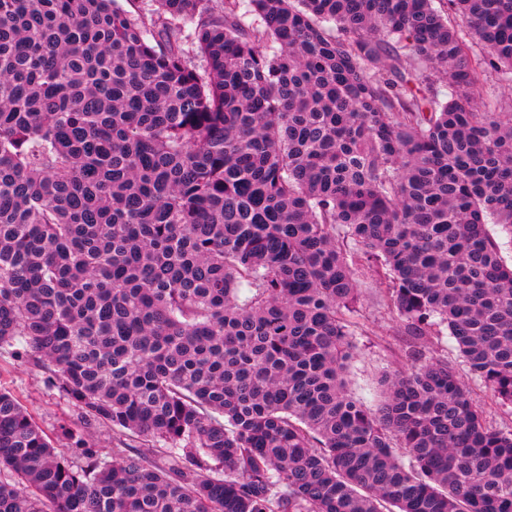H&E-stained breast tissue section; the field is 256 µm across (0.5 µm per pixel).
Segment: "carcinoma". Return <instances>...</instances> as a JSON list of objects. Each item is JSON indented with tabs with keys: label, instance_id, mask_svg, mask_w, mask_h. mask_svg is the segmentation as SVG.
Masks as SVG:
<instances>
[{
	"label": "carcinoma",
	"instance_id": "cac0c4a2",
	"mask_svg": "<svg viewBox=\"0 0 512 512\" xmlns=\"http://www.w3.org/2000/svg\"><path fill=\"white\" fill-rule=\"evenodd\" d=\"M155 2L0 0V355L145 441L75 462L0 390V512H512V0ZM482 82L485 90L488 91V94L483 93L478 101L482 111H509L512 109V84L501 83L493 73L484 74ZM360 322L364 327L355 338V354L347 376L351 393L375 408L383 400L381 379L401 368L405 336L397 333L400 321L388 314L379 301L375 278L360 277Z\"/></svg>",
	"mask_w": 512,
	"mask_h": 512
}]
</instances>
